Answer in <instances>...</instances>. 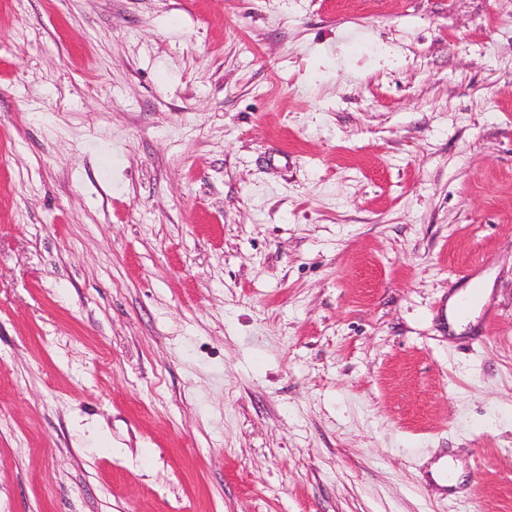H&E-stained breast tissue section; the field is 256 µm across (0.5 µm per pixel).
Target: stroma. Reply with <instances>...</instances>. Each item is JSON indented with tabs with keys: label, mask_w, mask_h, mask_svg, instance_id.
I'll use <instances>...</instances> for the list:
<instances>
[{
	"label": "stroma",
	"mask_w": 512,
	"mask_h": 512,
	"mask_svg": "<svg viewBox=\"0 0 512 512\" xmlns=\"http://www.w3.org/2000/svg\"><path fill=\"white\" fill-rule=\"evenodd\" d=\"M0 512H512V0H0ZM465 304H470L472 308L466 318H460L459 310ZM476 306L477 304L473 300V293L470 287L452 296L448 300V323L451 329L455 332L462 331L461 323H465L471 318Z\"/></svg>",
	"instance_id": "stroma-1"
}]
</instances>
